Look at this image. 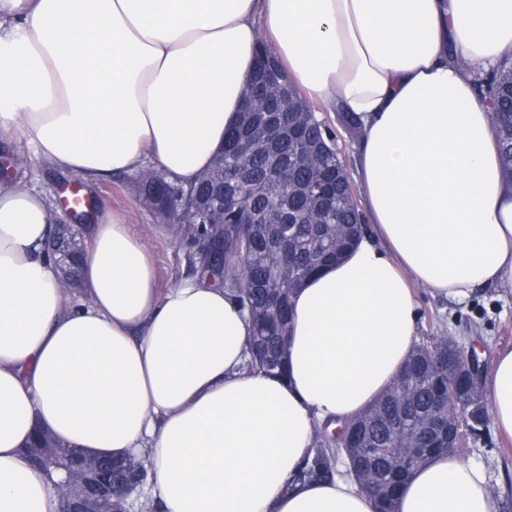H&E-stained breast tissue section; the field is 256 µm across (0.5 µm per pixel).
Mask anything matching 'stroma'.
<instances>
[{
    "instance_id": "35a3bbf8",
    "label": "stroma",
    "mask_w": 512,
    "mask_h": 512,
    "mask_svg": "<svg viewBox=\"0 0 512 512\" xmlns=\"http://www.w3.org/2000/svg\"><path fill=\"white\" fill-rule=\"evenodd\" d=\"M33 172L38 175L34 183L29 180ZM7 178L22 187L36 184L62 210L66 209V199L75 187L73 172L45 161L33 170L21 166L9 168ZM80 189L88 199V206L84 214L77 216V223L94 224L102 213L122 218L152 256L159 288L186 279L182 250L171 230L139 199L132 175L109 176L94 184H83ZM416 299L421 336L453 337L460 346L475 350L488 365L493 363L499 347L512 345V292L479 288L458 302L420 288ZM464 456L484 465L489 486L499 502V512H512V447H504L494 426H486Z\"/></svg>"
}]
</instances>
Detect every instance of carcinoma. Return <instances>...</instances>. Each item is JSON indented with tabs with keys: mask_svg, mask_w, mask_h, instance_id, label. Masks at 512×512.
Instances as JSON below:
<instances>
[{
	"mask_svg": "<svg viewBox=\"0 0 512 512\" xmlns=\"http://www.w3.org/2000/svg\"><path fill=\"white\" fill-rule=\"evenodd\" d=\"M480 99L492 112L497 130L504 176L512 181V62L474 78ZM312 113V120H296L298 108ZM255 112L241 117L227 131L224 166L211 167L194 184L185 185L154 167L135 177L138 195L161 218L178 226L188 276L221 286L246 310L252 326L248 366L284 377L287 356L281 344L289 340L292 295L313 272L341 258L362 232L363 212L350 186V175L332 142L336 133L316 114L296 89L280 106V117L298 126L295 134L277 136L269 149L251 148L255 128L269 111L261 97L252 101ZM224 183V228L197 224L187 236L184 222L196 203L212 198L213 184ZM322 182L331 196L310 201L297 187ZM277 214L278 224H255L251 214ZM211 246L210 260L197 250L199 241ZM395 385L413 392L405 403L381 396L365 412L350 420L345 440L332 442L314 434L312 448L286 489L313 481H331L338 460L357 466L371 464L378 472L383 492H371L375 512H396L400 488L429 459L460 454L443 430L422 429L419 419L433 409L452 410L466 393L468 380L448 371V344L436 340L416 345ZM403 438H412L418 452L407 464L395 466L385 454ZM61 442L36 429L27 447L53 448Z\"/></svg>",
	"mask_w": 512,
	"mask_h": 512,
	"instance_id": "1",
	"label": "carcinoma"
}]
</instances>
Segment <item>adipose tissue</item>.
<instances>
[{
	"mask_svg": "<svg viewBox=\"0 0 512 512\" xmlns=\"http://www.w3.org/2000/svg\"><path fill=\"white\" fill-rule=\"evenodd\" d=\"M354 117L372 238L292 298L288 376L247 369L223 289L157 286L129 225H92L83 292L44 248L46 197L0 181V512H56L22 450L145 455L166 512H375L345 479L285 492L317 424L365 410L418 341L413 285L512 290V182L474 78L512 60V0H0V131L92 182L149 165L193 183L235 125L259 45ZM512 439V346L486 381ZM398 512H497L482 464L440 455Z\"/></svg>",
	"mask_w": 512,
	"mask_h": 512,
	"instance_id": "ef3b65f1",
	"label": "adipose tissue"
}]
</instances>
